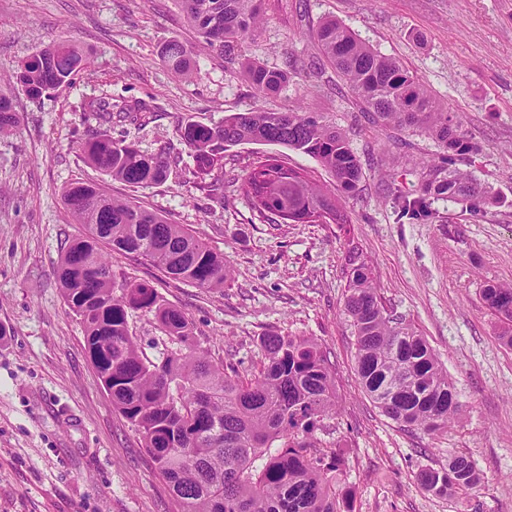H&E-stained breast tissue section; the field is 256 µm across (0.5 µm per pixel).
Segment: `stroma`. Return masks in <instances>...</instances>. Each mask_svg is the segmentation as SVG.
Here are the masks:
<instances>
[{
  "mask_svg": "<svg viewBox=\"0 0 512 512\" xmlns=\"http://www.w3.org/2000/svg\"><path fill=\"white\" fill-rule=\"evenodd\" d=\"M262 8L247 54L300 72L265 96L236 61L202 48L175 0H0V77L60 39L88 62L72 84L41 99L13 89L17 126L0 136V512H178L140 433L113 408L59 286L65 247L87 232L61 197L78 179L184 225L223 253L231 279L219 291L112 256L117 275L149 282L186 315L214 362L247 375L263 336L318 339L337 390L336 416L318 441L343 454L354 512H512V348L499 341L500 322L481 296L485 284L512 285V0H262ZM326 18L398 60L458 114L479 148L461 166L496 204L474 214L440 199L432 219H399L397 192L416 194L421 162L440 149L425 132L375 126L332 68L303 72L320 57L315 32ZM172 38L197 47L193 80L160 62ZM96 99L147 105L140 123L113 121V137L183 157L177 130L190 119L211 125L236 112L295 109L321 116L348 135L362 163L356 190L337 196L350 221L275 224L229 187L201 198L177 170L150 185L113 180L80 158L100 129L83 109ZM267 154L332 181L305 154L253 143L227 152L224 180L242 178ZM351 241L387 306L427 338L455 384L460 418L443 433L400 429L362 390L344 314ZM457 454L483 475L479 489L437 496L419 487L422 469Z\"/></svg>",
  "mask_w": 512,
  "mask_h": 512,
  "instance_id": "1",
  "label": "stroma"
}]
</instances>
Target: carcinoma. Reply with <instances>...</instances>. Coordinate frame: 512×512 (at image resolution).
I'll return each instance as SVG.
<instances>
[{"label":"carcinoma","instance_id":"obj_1","mask_svg":"<svg viewBox=\"0 0 512 512\" xmlns=\"http://www.w3.org/2000/svg\"><path fill=\"white\" fill-rule=\"evenodd\" d=\"M189 25L207 45L230 60L261 24L260 0H176ZM318 48L327 63L382 127L415 128L431 135L442 153L423 172L418 195L397 199L408 220L433 217L432 201H461L475 211L497 202L456 162L476 147L455 115L436 102L419 78L397 60L363 42L336 19L323 21ZM160 62L181 78L195 74L191 49L166 42ZM241 67L259 94L290 82L288 70L270 69L247 58ZM85 59L59 40L22 62L9 83L41 98L72 82ZM106 129L88 139L82 160L114 180L152 184L165 180L180 159L166 148L140 150L112 138V103L90 101ZM11 99L0 92V135L11 132ZM189 149L193 187L208 196L220 190L212 173L224 171L225 153L243 143H269L314 158L334 186L352 192L363 177L360 159L335 126L298 111L237 112L216 125L188 120L179 130ZM252 209L271 221L347 224L336 193L272 155L257 158L235 183ZM64 204L88 233L67 245L57 276L63 296L80 320L89 358L113 407L142 435L156 471L174 494L180 512H352L338 451L317 447L316 433L336 415V372L312 336L271 334L261 343L258 372L243 376L213 363L193 341L184 313L146 281L117 280L102 247L140 256L168 276L197 288L220 290L230 270L219 254L181 224L92 182L62 190ZM345 314L355 338V371L366 395L402 429L436 434L458 418L455 387L427 339L395 317L374 284L369 264L347 249ZM503 323L498 339L512 347V285L482 289ZM150 313L168 339L156 359L145 356L130 317ZM418 480L436 495L472 491L482 482L474 462L456 455L443 468H426Z\"/></svg>","mask_w":512,"mask_h":512}]
</instances>
